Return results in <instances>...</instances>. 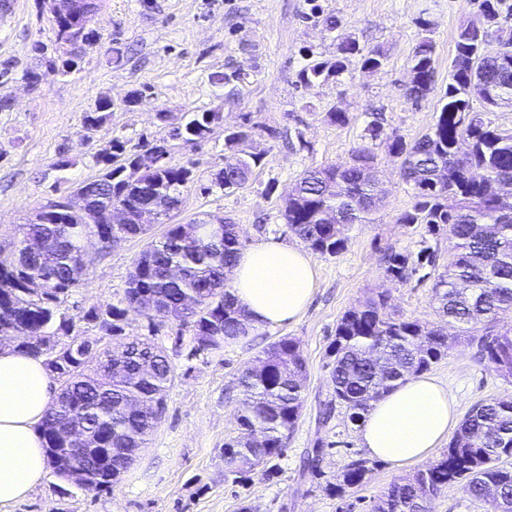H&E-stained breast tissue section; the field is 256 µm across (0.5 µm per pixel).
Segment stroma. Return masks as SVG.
I'll use <instances>...</instances> for the list:
<instances>
[{
    "mask_svg": "<svg viewBox=\"0 0 512 512\" xmlns=\"http://www.w3.org/2000/svg\"><path fill=\"white\" fill-rule=\"evenodd\" d=\"M315 4L336 15L339 28L330 33L304 22L303 14ZM479 18L475 0H104L91 23L100 38L79 69L47 73L34 89L25 72L36 46L54 44L49 6L46 0H11L9 11L0 12V99L12 102L9 111L0 112V244L11 241L17 226L55 198L57 189L99 175L98 157L115 138L130 149L161 140L170 147V163L193 162L194 181L184 191L176 223L231 218L247 248L301 246L282 217L296 180L310 168L349 162L365 145L377 157L382 206L376 223L346 226L340 253L314 254L316 288L295 322L255 329L221 349L196 354L191 328L169 322L153 335L145 317L128 313L125 337L154 338L175 371L166 412L148 447L111 491L86 492L49 473L9 512H238L243 503L251 512H370L392 482L411 476V469L368 455L343 406L334 405L323 422L319 405L332 395L328 351L345 311L383 292L395 316L428 328L439 322L432 284L455 241L449 232L433 234L426 225L401 223L417 202L415 191L401 174L400 157L389 154L383 141H368L365 128L377 118L385 133L408 141L426 133L449 81L456 31ZM349 37L384 52L381 72L363 71L354 58L340 78L308 87L299 83L298 73L310 58L331 57ZM425 37L436 47L435 91L416 103L405 91L413 49ZM116 48L127 52L118 65L110 61ZM216 71H238L244 79L216 86L209 80ZM144 85L149 96L129 105L131 91ZM102 98L112 102L107 120L87 128L84 116ZM334 108L347 113L346 124L325 121ZM209 110L223 119L197 144L174 138L172 122L158 118L162 112L175 119ZM247 118L256 126L251 146L264 157L245 188L227 192L212 182L224 164V130ZM61 159L68 167H58ZM163 230L157 224L149 236L108 250L90 247L84 281L58 305L76 318L86 339L96 341L104 332L83 321V314L124 306L134 259L149 237ZM425 248L433 251L434 263L420 264L407 282L389 278L385 254L414 258ZM284 337L298 341L308 366L298 426L276 461L274 477L258 469L246 480L232 481L224 475L223 448L236 436L244 407L236 378ZM430 373L447 385L462 415L484 400L512 397V381L480 360L476 343L464 338L453 342ZM318 446L320 475L303 473V456ZM354 460L366 461L368 472L361 485L336 497L331 486Z\"/></svg>",
    "mask_w": 512,
    "mask_h": 512,
    "instance_id": "35a3bbf8",
    "label": "stroma"
}]
</instances>
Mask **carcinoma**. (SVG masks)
Segmentation results:
<instances>
[{
	"label": "carcinoma",
	"mask_w": 512,
	"mask_h": 512,
	"mask_svg": "<svg viewBox=\"0 0 512 512\" xmlns=\"http://www.w3.org/2000/svg\"><path fill=\"white\" fill-rule=\"evenodd\" d=\"M79 24L68 20L54 24L55 39L79 38ZM361 69L382 71L385 56L368 51L357 41L337 44L336 55L314 59L299 73L302 84L311 85L338 78L352 57ZM434 45L421 39L413 49L410 68L415 78L407 97L422 100L434 91ZM450 82L439 116L421 137L407 142L388 135V152L403 158L402 175L413 185L420 201L400 217L402 224H426L438 233L447 228L457 240L458 252L437 276L432 287L440 316L458 325L477 342L481 358L493 364L502 376L512 377V328L496 329L498 319L512 312V197L488 194L489 181L512 180V131L493 125L488 117L499 108L512 107V69L499 54H491L487 35L471 24L459 27ZM489 89L493 97L483 101V110L472 106L474 89ZM112 102L101 100L84 116L93 129L107 118ZM217 112H187L180 118L181 135L197 143L209 137ZM254 126L245 120L239 130L224 133V181L226 190L245 187L253 168L263 157L244 149ZM104 171L89 180L94 197H84L82 184L59 196L67 210L56 220L34 219L20 225L19 237L0 255V335L21 337L15 348L53 364V379L59 388L41 423V435L50 470L56 469L54 449L68 443L62 429L78 417L95 448L112 449V459L92 468L75 484L85 491L110 489L126 472L138 451L146 447L166 409V394L175 378L165 350L148 339L123 340L127 312L143 298L153 309L143 312L150 331L167 320L179 319L185 298L196 301L198 311L182 324L192 327L194 352L218 350L224 344L249 334L252 326L231 290L229 272L241 250L233 221L224 224V238L206 239V233L187 238L180 225L166 223L133 262L125 307L90 309L82 319L105 322L112 342L99 351L100 361L89 366L74 345L79 335L74 318L56 307L60 296L77 286L73 271L89 266L81 254L88 235L112 236L106 213L116 203L130 208L154 207L168 215V203L183 199L184 189L194 181V163L144 168L136 185L126 179L125 169L140 167L138 152L126 149L115 138L111 152L101 156ZM376 155L367 147L355 151L351 161L340 166L306 171L285 200L283 218L289 229L319 254L335 255L345 247L344 225L324 221L327 210L345 215L353 224H370L375 210L373 194ZM455 206L446 204L448 198ZM37 238L43 251L36 258L23 252L26 238ZM387 273L398 281L408 280L416 268L408 257L387 255ZM422 326L385 312V297L369 298L347 310L336 323L330 349L332 398L324 404L323 420L330 418L333 404L349 411L352 424L359 423L371 403L384 397L409 376L420 374L448 355V335L430 330L429 345L420 350L414 337ZM263 361L266 369L248 367L237 377V387L248 405L237 418L239 432L224 443V476L241 478L267 467L283 456L289 435L295 430L304 402L307 367L293 338L270 345ZM366 461L351 462L342 483L334 486L340 496L362 483ZM469 479L471 493L485 500L490 512L498 503H512V399L491 398L476 405L460 422L456 434L440 456L410 478L392 483L373 504L371 512H431L432 501L455 480Z\"/></svg>",
	"instance_id": "obj_1"
}]
</instances>
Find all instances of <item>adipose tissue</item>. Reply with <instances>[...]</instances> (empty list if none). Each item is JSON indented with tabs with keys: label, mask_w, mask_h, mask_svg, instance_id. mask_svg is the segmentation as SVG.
<instances>
[{
	"label": "adipose tissue",
	"mask_w": 512,
	"mask_h": 512,
	"mask_svg": "<svg viewBox=\"0 0 512 512\" xmlns=\"http://www.w3.org/2000/svg\"><path fill=\"white\" fill-rule=\"evenodd\" d=\"M232 290L252 327L296 321L316 287V267L302 249L263 243L240 252ZM42 359L0 348V512L43 480L47 461L38 426L50 404ZM457 423L456 399L435 377L416 375L373 402L360 430L370 456L404 468L428 457Z\"/></svg>",
	"instance_id": "1"
}]
</instances>
